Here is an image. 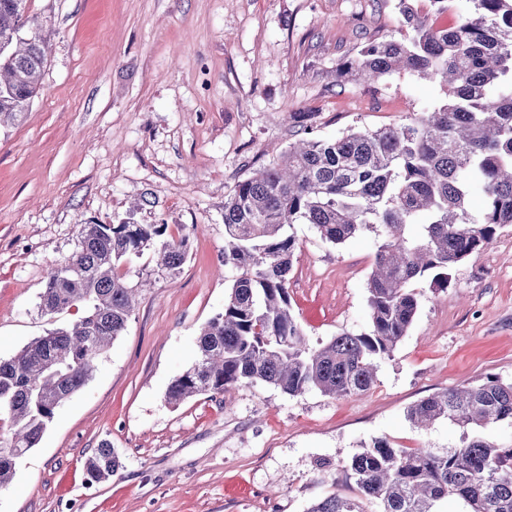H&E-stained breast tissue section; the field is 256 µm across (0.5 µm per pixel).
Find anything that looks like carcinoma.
Segmentation results:
<instances>
[{
	"label": "carcinoma",
	"instance_id": "obj_1",
	"mask_svg": "<svg viewBox=\"0 0 512 512\" xmlns=\"http://www.w3.org/2000/svg\"><path fill=\"white\" fill-rule=\"evenodd\" d=\"M429 2L436 15L448 11V0ZM398 9L411 36L372 42L339 72L367 82L416 74L440 83L445 99L405 123L351 129L335 140L301 139L236 184L224 199V266L236 276L223 312L199 330L197 360L169 385V402L256 381L290 396L369 391L378 361L391 356L416 316L412 282L427 278L432 288L448 287L459 263L512 224V0H470L448 26L436 25L413 0H398ZM24 12L25 0H0V125L17 120L42 85L47 44L37 34L17 39ZM475 188L483 197L477 214L470 207ZM294 224L314 225L334 245L367 231L380 238L368 281V331L308 347L290 312L297 243L287 229ZM166 230L83 224L65 271L51 268L41 311L80 306L84 313L0 360V417L10 433L0 440V488L125 330L136 289L119 263L152 247L161 271L180 272L189 239H167ZM407 418L419 428L446 420L460 429L459 444L409 452L374 438L345 465L354 494H330L307 512H366L367 502L378 512H437L448 497L461 500L466 512H512V446L480 433L512 422V382L490 377L432 394L411 405ZM84 465L91 484L122 467L106 440Z\"/></svg>",
	"mask_w": 512,
	"mask_h": 512
}]
</instances>
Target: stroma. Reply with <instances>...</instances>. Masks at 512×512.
Here are the masks:
<instances>
[{"label":"stroma","mask_w":512,"mask_h":512,"mask_svg":"<svg viewBox=\"0 0 512 512\" xmlns=\"http://www.w3.org/2000/svg\"><path fill=\"white\" fill-rule=\"evenodd\" d=\"M25 17L47 65L41 93L0 128V358L77 319L39 303L81 225L163 224L188 236L190 254L173 277L149 250L122 263L141 288L127 327L20 459L0 512H307L350 493L344 463L362 443L458 444L448 422L422 430L405 414L437 392L512 380L511 225L447 289L415 281L417 316L368 393L293 397L257 381L166 398L197 358L199 328L224 309L235 275L223 263L224 199L237 182L277 161L302 125L333 139L443 99L414 74L367 84L337 73L396 34L398 0H27ZM291 232V311L310 346L366 332L376 235L335 246L310 224ZM104 440L123 466L91 485L83 462Z\"/></svg>","instance_id":"1"}]
</instances>
